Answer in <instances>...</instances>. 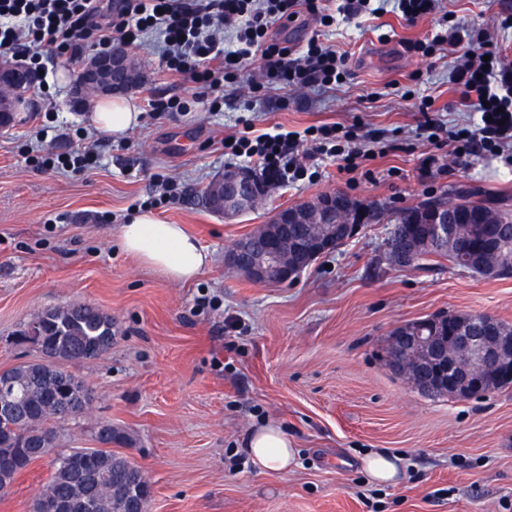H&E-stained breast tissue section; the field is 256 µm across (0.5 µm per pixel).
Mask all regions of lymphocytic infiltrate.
<instances>
[{
    "label": "lymphocytic infiltrate",
    "instance_id": "1",
    "mask_svg": "<svg viewBox=\"0 0 512 512\" xmlns=\"http://www.w3.org/2000/svg\"><path fill=\"white\" fill-rule=\"evenodd\" d=\"M435 8L436 0H346L334 16L325 13L322 0H128L119 18L106 20L97 0H0V49L38 71L45 56L62 50L80 53L87 41L107 45L118 32L132 43L150 32L161 44L162 68L195 83L200 97L216 100L257 54L267 62L264 80L283 88L328 87L342 81L343 56L315 39L301 51L281 45L268 36L273 18L304 12L328 27L340 16L378 17L389 10L414 21ZM236 20L240 28L225 38V26ZM443 45L455 59L450 81L461 105L481 115L476 126L452 132L455 157L502 154L512 143V63L488 46L483 31L457 25L436 32L430 41L410 43L408 49L429 55ZM337 132L333 123L308 127L301 134L252 137L244 132L227 150L273 179L295 168L304 142L316 153L341 157L345 170H354L355 159L369 158L370 152L354 141L340 147Z\"/></svg>",
    "mask_w": 512,
    "mask_h": 512
}]
</instances>
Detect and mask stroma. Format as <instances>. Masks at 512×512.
<instances>
[{"label":"stroma","instance_id":"stroma-1","mask_svg":"<svg viewBox=\"0 0 512 512\" xmlns=\"http://www.w3.org/2000/svg\"><path fill=\"white\" fill-rule=\"evenodd\" d=\"M509 16L512 0H439L412 24L392 12L331 27L284 18L270 35L299 49L319 37L346 56L345 82L326 91L272 87L256 58L214 107L197 101L192 82L162 72L148 38L129 49L147 84L129 94L141 122L121 136L93 129L88 108L70 104L57 73L76 78L82 64L53 55L34 109L0 132V370L40 359L20 332L43 308L87 303L117 326L101 358L71 366L93 400L59 425L57 452L95 447L104 422L128 433L132 445L113 450L145 474L150 512H512V390L434 398L382 359L393 328L440 311L512 323V277L391 267L383 223L365 225L287 284L254 283L226 260L277 210L325 192L397 208L458 190L512 201V163L480 153L461 165L453 155L449 132L479 115L458 103L452 58L406 49L459 22L512 58V28L501 25ZM175 96L186 111L148 106ZM422 97L434 101L430 114L412 105ZM323 123L355 130L373 150L360 174L318 155L308 175L280 179L255 210L227 220L205 207L202 188L238 163L225 137L247 126L259 135ZM81 148L92 163L78 176L31 162L45 150ZM147 205L212 254L194 281L171 282L120 248L119 225ZM268 422L297 450L288 472L259 471L244 453L248 430ZM372 451L403 456L400 482H368L359 459ZM53 461L31 463L0 493V512H30Z\"/></svg>","mask_w":512,"mask_h":512}]
</instances>
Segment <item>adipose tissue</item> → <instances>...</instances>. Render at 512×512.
<instances>
[{
    "label": "adipose tissue",
    "instance_id": "ef3b65f1",
    "mask_svg": "<svg viewBox=\"0 0 512 512\" xmlns=\"http://www.w3.org/2000/svg\"><path fill=\"white\" fill-rule=\"evenodd\" d=\"M140 121V112L123 98H102L90 115L97 130L115 135L125 134ZM118 239L125 253L172 282H190L212 264L210 253L183 225L163 223L147 208L120 225ZM243 445L250 462L262 471L285 472L295 462L286 433L274 423L249 431Z\"/></svg>",
    "mask_w": 512,
    "mask_h": 512
}]
</instances>
